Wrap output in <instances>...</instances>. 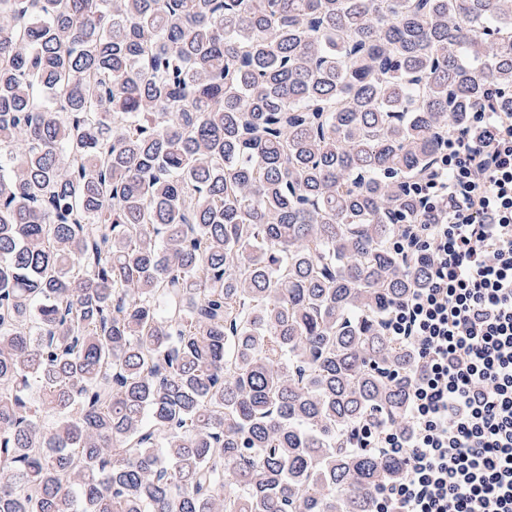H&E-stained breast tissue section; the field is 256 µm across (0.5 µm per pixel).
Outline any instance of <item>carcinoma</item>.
<instances>
[{"label":"carcinoma","instance_id":"carcinoma-1","mask_svg":"<svg viewBox=\"0 0 512 512\" xmlns=\"http://www.w3.org/2000/svg\"><path fill=\"white\" fill-rule=\"evenodd\" d=\"M490 84L512 0H0V512H372Z\"/></svg>","mask_w":512,"mask_h":512}]
</instances>
